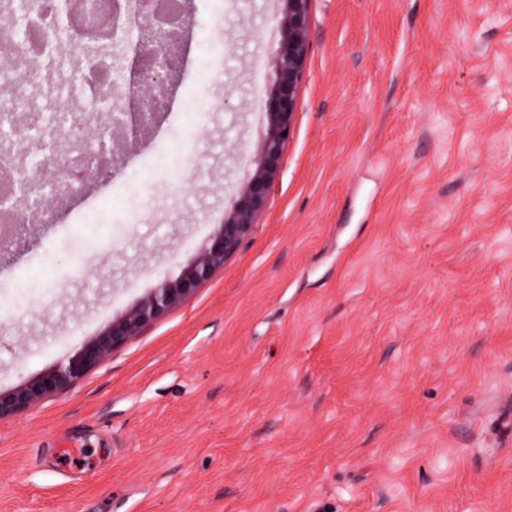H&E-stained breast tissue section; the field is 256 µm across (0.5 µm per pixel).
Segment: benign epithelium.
<instances>
[{"instance_id":"7a95c632","label":"benign epithelium","mask_w":512,"mask_h":512,"mask_svg":"<svg viewBox=\"0 0 512 512\" xmlns=\"http://www.w3.org/2000/svg\"><path fill=\"white\" fill-rule=\"evenodd\" d=\"M277 3L271 22L278 39L268 55L267 65L273 80L264 101V125L253 150L245 159L244 177L232 192L224 209V219L216 225L178 277L161 280L145 296L112 317L96 337L84 342L52 371L9 394L0 393V420L75 383L113 349L137 338L144 326L178 307L216 270L224 267L253 234L258 217L266 208L271 188L283 170V155L294 127L311 32V0H277ZM127 8L134 9L139 15L140 47L145 50L156 44L162 46L153 55L156 75L145 83L142 91L138 126L143 127L166 106L168 83L178 73L169 53L176 51L177 43L159 25L150 0H134V4L127 5ZM127 24V13L115 9L111 41L124 35ZM103 47V43L77 40L71 43L70 49H78L94 61L99 59ZM112 153V145L102 138L83 150L88 165L81 171L79 181L100 184L112 176Z\"/></svg>"}]
</instances>
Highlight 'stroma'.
I'll return each mask as SVG.
<instances>
[{
    "label": "stroma",
    "instance_id": "1",
    "mask_svg": "<svg viewBox=\"0 0 512 512\" xmlns=\"http://www.w3.org/2000/svg\"><path fill=\"white\" fill-rule=\"evenodd\" d=\"M273 9L193 0L169 105L111 187L0 238V392L177 277L220 223L262 126ZM310 9L253 235L0 420V512H512V0Z\"/></svg>",
    "mask_w": 512,
    "mask_h": 512
}]
</instances>
